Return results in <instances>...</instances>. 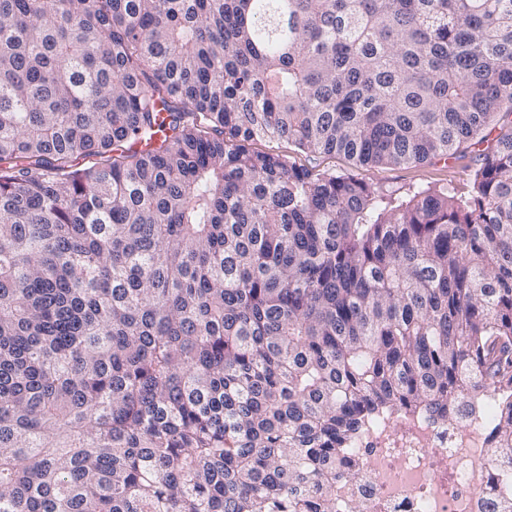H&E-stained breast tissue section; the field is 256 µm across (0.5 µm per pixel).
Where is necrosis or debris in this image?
Masks as SVG:
<instances>
[{
	"mask_svg": "<svg viewBox=\"0 0 512 512\" xmlns=\"http://www.w3.org/2000/svg\"><path fill=\"white\" fill-rule=\"evenodd\" d=\"M497 401L443 424L421 413L377 415L351 444L360 475L336 485L344 512H492L512 450L484 466Z\"/></svg>",
	"mask_w": 512,
	"mask_h": 512,
	"instance_id": "1",
	"label": "necrosis or debris"
}]
</instances>
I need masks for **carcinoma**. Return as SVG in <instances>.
<instances>
[{"mask_svg":"<svg viewBox=\"0 0 512 512\" xmlns=\"http://www.w3.org/2000/svg\"><path fill=\"white\" fill-rule=\"evenodd\" d=\"M488 394L492 465L512 0H0V512H339L378 412ZM268 146L279 147L278 151L290 156L297 164L314 167L320 171L336 174H350L354 178L369 185L384 188L400 189L406 192L409 188H440L448 187L460 193L469 189L470 174L473 168L474 153L468 149L467 156L462 160L444 161L432 160L420 164H410L400 167L357 166L343 155L305 154L296 151L288 142L268 144L256 142L253 149L269 150Z\"/></svg>","mask_w":512,"mask_h":512,"instance_id":"carcinoma-1","label":"carcinoma"}]
</instances>
